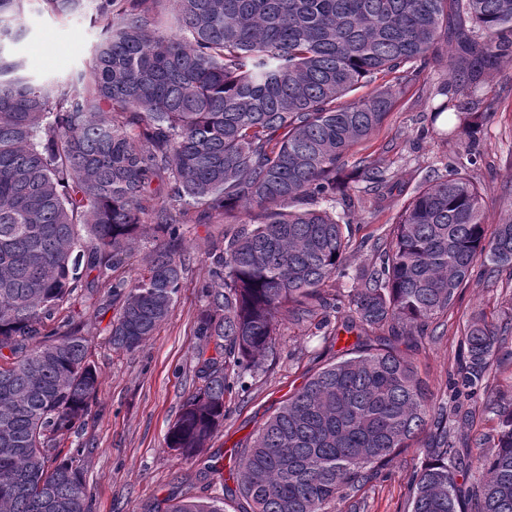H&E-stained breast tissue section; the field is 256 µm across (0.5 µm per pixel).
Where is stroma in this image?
<instances>
[{"instance_id":"35a3bbf8","label":"stroma","mask_w":512,"mask_h":512,"mask_svg":"<svg viewBox=\"0 0 512 512\" xmlns=\"http://www.w3.org/2000/svg\"><path fill=\"white\" fill-rule=\"evenodd\" d=\"M95 0H85L81 13L67 17L50 14L42 0H28L25 37L14 45L31 78L39 82L75 78L87 71L100 37L90 23ZM446 62L430 65L415 82L400 90L384 124L359 147L389 167L396 181L381 201L363 195L352 210V244L346 254L350 268L370 264L373 244L387 237L397 213L415 187L447 159L468 163L481 154L472 173L486 187V221L499 223L512 207V63L499 59L481 73L483 118L473 136L446 140L419 138L430 123L431 91L447 78ZM223 217L182 225V247L192 261L186 286L168 319L149 341L132 352L114 350L109 325L118 307L107 295L96 302H75L72 313L84 327L99 370V389L86 424L66 439L64 448H83L82 470L91 512H150L170 496L222 497V472L232 465L233 453L244 448L288 395L326 363L339 358L355 342L353 335L323 337L314 321H280L273 356L264 372L248 378L245 393L226 401L224 423L207 443L218 468L203 479L198 462L181 458L166 446L165 437L187 395L199 387L195 376L197 353L206 343L196 333V323L206 302L200 286L208 279L211 254L224 245ZM500 324L512 318V275L473 273L447 316L416 334L406 355L425 373L435 401L460 407L449 415L451 428L470 423L469 435L489 439L496 426L490 408L512 403V334H506L493 361L486 385L473 394L457 393L453 381L458 369L464 326L476 315ZM423 461L420 448L402 451L378 467L372 479L356 491L342 494L328 512H408L413 476Z\"/></svg>"}]
</instances>
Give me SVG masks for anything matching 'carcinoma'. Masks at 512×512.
<instances>
[{
  "label": "carcinoma",
  "instance_id": "1",
  "mask_svg": "<svg viewBox=\"0 0 512 512\" xmlns=\"http://www.w3.org/2000/svg\"><path fill=\"white\" fill-rule=\"evenodd\" d=\"M25 2L0 0V512H90L83 450H59L99 386L71 300L108 289L119 304L112 347L140 348L185 288L180 226L191 208L200 220L254 216L212 256L196 333L215 355L199 353L201 386L168 448L205 477L217 472L204 451L225 397L265 368L281 312L300 319L315 300L336 313L334 332L355 335V355L310 376L234 456L236 489L224 492H238L240 512H326L421 435L411 512H512V404L492 407L489 451L460 452L448 407L375 335L388 326L407 340L447 313L479 262L512 270V213L485 223L484 189L450 159L417 188L390 243L375 245V261L351 272L356 187L337 177L448 38L461 64L512 61V0H96L90 69L54 86L8 52L25 35ZM43 3L61 17L84 8ZM458 76L479 104L475 72ZM450 111L451 134L474 132V113L448 99L433 107ZM354 168L368 190L394 178L366 157ZM148 211L161 241L127 276ZM336 277L354 284L344 307L322 295ZM507 330L483 317L466 325L459 390L483 385ZM459 472L471 474L464 488ZM160 509L226 512L207 498Z\"/></svg>",
  "mask_w": 512,
  "mask_h": 512
}]
</instances>
